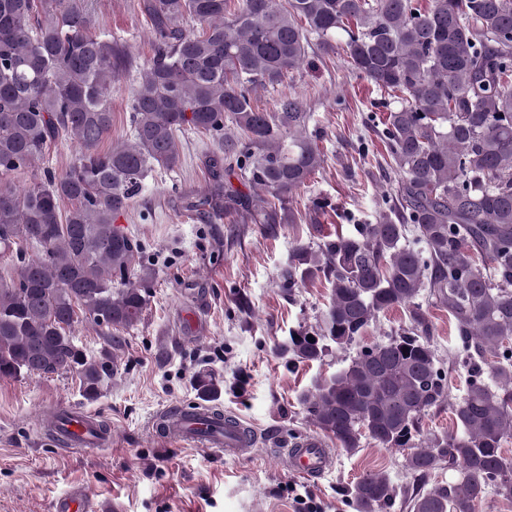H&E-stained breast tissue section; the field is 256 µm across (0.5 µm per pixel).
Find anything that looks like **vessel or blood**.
<instances>
[{"mask_svg": "<svg viewBox=\"0 0 512 512\" xmlns=\"http://www.w3.org/2000/svg\"><path fill=\"white\" fill-rule=\"evenodd\" d=\"M156 431L165 438L187 444H196L224 452L230 456L249 455L255 434L250 425L233 414L225 415L223 425H215L208 409L199 406L173 407L161 413ZM60 434L71 445L80 448L107 446L112 442L111 432L101 431L97 416L91 412L65 411ZM334 452L314 435H304L285 447L288 469L301 477L325 474L333 467ZM54 512H106L103 501L78 488L59 497Z\"/></svg>", "mask_w": 512, "mask_h": 512, "instance_id": "1", "label": "vessel or blood"}]
</instances>
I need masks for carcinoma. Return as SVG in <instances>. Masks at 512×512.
Listing matches in <instances>:
<instances>
[{
	"instance_id": "1",
	"label": "carcinoma",
	"mask_w": 512,
	"mask_h": 512,
	"mask_svg": "<svg viewBox=\"0 0 512 512\" xmlns=\"http://www.w3.org/2000/svg\"><path fill=\"white\" fill-rule=\"evenodd\" d=\"M229 2L142 0L157 50L133 95L131 139L102 152L112 81L129 53L91 32L85 0H0V175L42 161L63 137L83 148L64 173L48 170L23 192L0 181V252L17 269L0 283V378L75 370L85 394L97 393L107 366L87 358L71 328L81 316L116 331L141 320L153 272L129 279L140 245L116 221L155 168L178 164L179 132L209 134L236 158L254 195L226 194L228 211L261 193L283 201L307 183L323 163L309 116L289 97L261 112L251 92L342 34L352 68L397 99L380 122L401 178L378 223L296 249L286 285L322 277L331 298L319 330L297 331L285 351L317 361L326 343L353 344L396 307L409 326L359 348L300 403L347 453L366 437L412 449L415 474L458 472L410 498V512L512 502L503 448L512 439V0ZM226 117L243 137L224 136ZM424 288L448 312L471 374L450 403L456 431L417 445L421 418L448 398L417 302ZM351 496L357 512H387L397 490L387 472L368 470Z\"/></svg>"
}]
</instances>
